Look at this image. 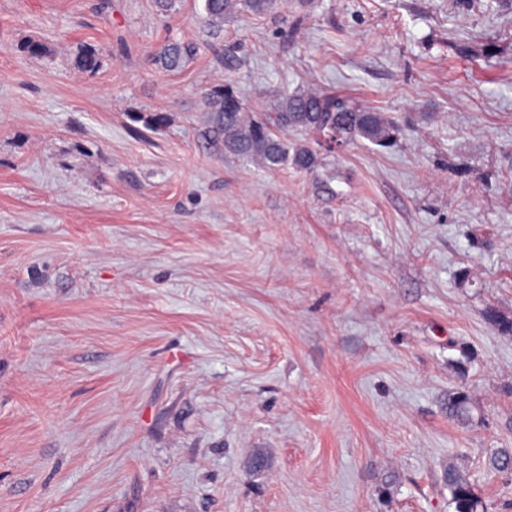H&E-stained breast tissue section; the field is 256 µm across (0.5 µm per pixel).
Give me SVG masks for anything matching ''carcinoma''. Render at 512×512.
I'll return each instance as SVG.
<instances>
[{
  "instance_id": "obj_1",
  "label": "carcinoma",
  "mask_w": 512,
  "mask_h": 512,
  "mask_svg": "<svg viewBox=\"0 0 512 512\" xmlns=\"http://www.w3.org/2000/svg\"><path fill=\"white\" fill-rule=\"evenodd\" d=\"M276 0H204L205 22L213 32L223 30L224 17L239 11L264 15ZM197 53L192 42L171 41L155 56V63L166 71L182 68ZM76 64L82 71L95 74L101 60L97 50L85 48ZM209 121L203 137L226 151L269 170L291 167L313 173L322 165L323 155L345 143L366 140L374 145L392 143L400 126L382 112H370L349 105L333 93L283 89L272 112H257L247 106L230 84L209 90L205 96ZM291 129L303 132L307 139L288 140ZM449 413L467 417V397L463 393L448 400ZM488 467L512 471V451L502 449L488 460ZM448 490L457 512H477L478 501L468 479L453 470L448 473Z\"/></svg>"
}]
</instances>
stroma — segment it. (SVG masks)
<instances>
[{
	"label": "stroma",
	"mask_w": 512,
	"mask_h": 512,
	"mask_svg": "<svg viewBox=\"0 0 512 512\" xmlns=\"http://www.w3.org/2000/svg\"><path fill=\"white\" fill-rule=\"evenodd\" d=\"M203 16L0 0V512H512V0ZM227 82L404 132L264 169L199 141ZM197 49L192 42H167L156 54L155 63L165 71H176L196 55ZM448 490L456 504V512H478V501L471 483L456 470L448 472Z\"/></svg>",
	"instance_id": "stroma-1"
}]
</instances>
